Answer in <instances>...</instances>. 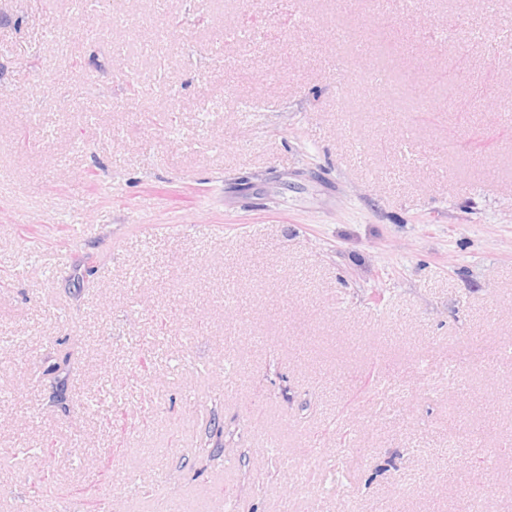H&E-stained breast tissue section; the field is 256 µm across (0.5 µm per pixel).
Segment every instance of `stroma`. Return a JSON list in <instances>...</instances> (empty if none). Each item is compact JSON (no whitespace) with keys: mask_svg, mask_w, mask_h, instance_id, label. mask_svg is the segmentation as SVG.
I'll return each mask as SVG.
<instances>
[{"mask_svg":"<svg viewBox=\"0 0 512 512\" xmlns=\"http://www.w3.org/2000/svg\"><path fill=\"white\" fill-rule=\"evenodd\" d=\"M0 276V512H512V0H0Z\"/></svg>","mask_w":512,"mask_h":512,"instance_id":"1","label":"stroma"}]
</instances>
